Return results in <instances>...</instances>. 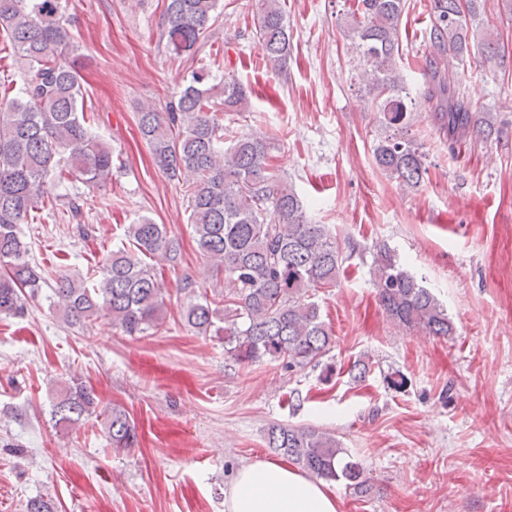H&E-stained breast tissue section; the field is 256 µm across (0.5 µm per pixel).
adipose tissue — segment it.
Wrapping results in <instances>:
<instances>
[{"instance_id":"adipose-tissue-1","label":"adipose tissue","mask_w":512,"mask_h":512,"mask_svg":"<svg viewBox=\"0 0 512 512\" xmlns=\"http://www.w3.org/2000/svg\"><path fill=\"white\" fill-rule=\"evenodd\" d=\"M224 512H339V507L325 482L282 462L258 460L234 474Z\"/></svg>"}]
</instances>
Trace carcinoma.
<instances>
[{
    "label": "carcinoma",
    "instance_id": "carcinoma-1",
    "mask_svg": "<svg viewBox=\"0 0 512 512\" xmlns=\"http://www.w3.org/2000/svg\"><path fill=\"white\" fill-rule=\"evenodd\" d=\"M220 0H164L159 43L191 68V80L176 102L161 110L139 107L137 127L155 165L186 189L198 252L211 262L224 290L192 293L181 309L185 325L224 336V353L239 366L267 360L284 369L318 366L333 343L314 292L336 286L344 258L326 224H313L292 185L269 164L280 145L274 134L238 132L218 113L246 110L248 95L234 72L209 84L206 47L221 16ZM407 0H360L350 24L351 49L362 60L365 95L378 121L402 130L411 122L403 95L400 25ZM480 0H431L426 31V82L422 97L448 150L475 134L497 132L465 101L459 68L470 61L469 28ZM254 31L265 58L282 69L291 47L281 0H255ZM0 37L22 71L19 87L0 91V316L24 315L26 301L41 288L21 234L44 206L56 181L69 176L100 188L112 180V148L92 133L94 113L84 109L81 77L71 61L74 48L59 0H0ZM509 45L487 30L481 55L503 58ZM378 169L400 185L418 187L425 172L423 152L412 141L387 136L373 149ZM127 247L105 256L102 278L93 285L61 277L51 292L66 323L101 320L127 336H143L162 324L163 282L151 259L178 265L179 244L163 224L142 216L128 225ZM371 284L378 304L407 332L448 337L453 319L437 297L403 268L383 245L373 253ZM95 391L75 381L52 398L55 425L70 429L95 414ZM106 436L114 449L138 444L135 421L120 406L106 411ZM268 447L288 464L317 479L346 481L359 493L370 488L366 470L348 458L335 436L312 427L272 425Z\"/></svg>",
    "mask_w": 512,
    "mask_h": 512
}]
</instances>
